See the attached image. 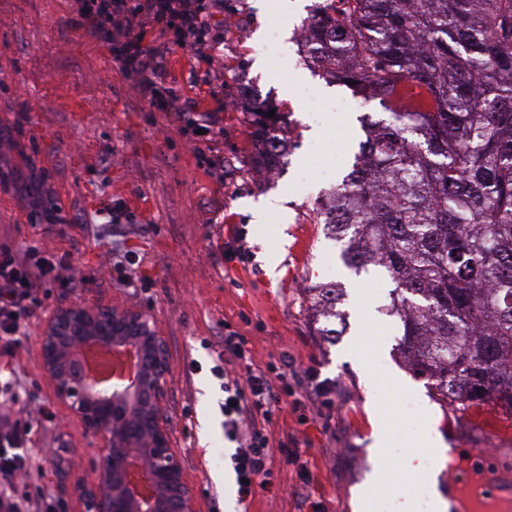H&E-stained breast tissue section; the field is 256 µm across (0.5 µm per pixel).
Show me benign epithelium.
<instances>
[{
    "mask_svg": "<svg viewBox=\"0 0 512 512\" xmlns=\"http://www.w3.org/2000/svg\"><path fill=\"white\" fill-rule=\"evenodd\" d=\"M0 133L8 139L0 196L22 202L29 222L44 232L66 223L49 173L28 152L27 132L3 126ZM39 345L57 401L103 444L93 482L79 490V512H196L173 446L168 353L153 317L90 297L50 311Z\"/></svg>",
    "mask_w": 512,
    "mask_h": 512,
    "instance_id": "7a95c632",
    "label": "benign epithelium"
}]
</instances>
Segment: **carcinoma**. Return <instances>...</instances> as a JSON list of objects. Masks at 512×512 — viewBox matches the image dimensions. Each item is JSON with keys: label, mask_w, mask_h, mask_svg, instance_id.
Segmentation results:
<instances>
[{"label": "carcinoma", "mask_w": 512, "mask_h": 512, "mask_svg": "<svg viewBox=\"0 0 512 512\" xmlns=\"http://www.w3.org/2000/svg\"><path fill=\"white\" fill-rule=\"evenodd\" d=\"M304 57L384 103L315 212L340 259L393 285L396 350L445 404L512 419V0H324ZM256 168L290 152L283 112L256 106ZM275 111L270 117L268 112ZM315 332L347 330L336 282L305 289Z\"/></svg>", "instance_id": "carcinoma-1"}]
</instances>
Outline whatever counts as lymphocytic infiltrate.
<instances>
[{
    "label": "lymphocytic infiltrate",
    "instance_id": "lymphocytic-infiltrate-1",
    "mask_svg": "<svg viewBox=\"0 0 512 512\" xmlns=\"http://www.w3.org/2000/svg\"><path fill=\"white\" fill-rule=\"evenodd\" d=\"M73 11L77 27L108 48L149 111L186 112L182 95L167 86L157 64L160 47L146 45L144 31L152 29L160 39H172L183 48L206 44L210 29L203 0H74ZM71 268L69 253L0 240V361L12 359L26 340L32 311L40 303L38 289L65 281ZM246 345V338L235 333L224 338V362L232 367L224 376V431L239 446L232 461L243 503L261 492L280 491L281 483L269 466L274 456L296 464L298 478H305L301 449L272 444L265 425L284 397H291L295 410L305 412L317 408L329 392L310 382L287 394L285 382L297 375L294 361L284 356L278 366L262 370L254 367ZM34 465L32 455L0 450V512H48L43 495L15 486L16 473Z\"/></svg>",
    "mask_w": 512,
    "mask_h": 512
}]
</instances>
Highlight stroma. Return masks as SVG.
Masks as SVG:
<instances>
[{
    "mask_svg": "<svg viewBox=\"0 0 512 512\" xmlns=\"http://www.w3.org/2000/svg\"><path fill=\"white\" fill-rule=\"evenodd\" d=\"M319 0H299L284 16L278 0H223L211 7L212 32L224 68L216 77L205 57L170 46L161 54L169 86L194 109L210 133H182L181 120L152 112L123 78L108 51L72 24L71 0H0V122L22 124L66 208L68 221L41 234L28 224L17 199L0 197V239L24 247L69 252L74 279L56 285L30 319L29 336L17 350L16 374L31 391L19 405L36 412L52 406L53 421L34 424L27 442L38 467L20 474V486H44L54 512H78L76 487L93 481L99 438L78 418L56 406L41 370L38 332L46 312L86 297L135 307L151 314L165 338L170 375L168 413L184 477L197 495L198 512H352L354 488L363 486L374 461L369 416L380 412L388 465L381 500L396 498L394 512L418 501L425 476L408 463L426 430H437L447 447L471 448L495 440L512 465V428L499 425L491 407L466 413L440 402L394 351L395 318L381 314L389 283L377 273L354 274L325 239L314 212L320 184L294 187L299 168L312 166L314 142L326 126L343 137L335 160L345 175L363 133L357 113H327L326 125L309 121L297 99L307 84L324 98L346 94L344 86L313 75L297 34ZM277 21L287 57L262 49L270 21ZM247 40H240L239 29ZM246 78L258 97L287 112L291 150L286 164L264 182L253 179L247 110L227 111ZM122 204L131 220L113 227L111 248L97 240V209ZM264 207L262 220L254 211ZM242 240L244 256L225 258L224 245ZM135 251L142 288L110 283L120 253ZM315 281L344 283L349 327L330 344L316 336L305 287ZM245 336L254 367L292 356L298 369L330 387L326 420L299 424L283 405L268 426L271 441L296 439L305 450L306 487L296 467L274 457L271 467L284 487L260 493L249 506L237 497L224 436V380L213 371L224 352V332Z\"/></svg>",
    "mask_w": 512,
    "mask_h": 512,
    "instance_id": "stroma-1",
    "label": "stroma"
}]
</instances>
